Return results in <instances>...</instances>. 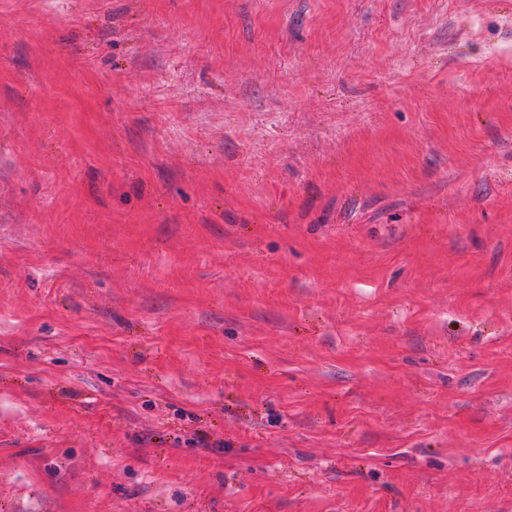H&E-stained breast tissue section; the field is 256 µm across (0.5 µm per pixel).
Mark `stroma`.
Instances as JSON below:
<instances>
[{
  "label": "stroma",
  "mask_w": 512,
  "mask_h": 512,
  "mask_svg": "<svg viewBox=\"0 0 512 512\" xmlns=\"http://www.w3.org/2000/svg\"><path fill=\"white\" fill-rule=\"evenodd\" d=\"M0 512H512V0H0Z\"/></svg>",
  "instance_id": "1"
}]
</instances>
